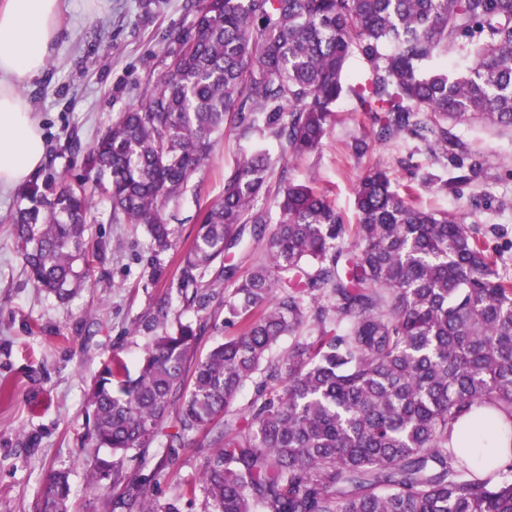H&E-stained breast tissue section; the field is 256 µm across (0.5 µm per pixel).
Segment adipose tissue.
<instances>
[{
    "label": "adipose tissue",
    "instance_id": "adipose-tissue-1",
    "mask_svg": "<svg viewBox=\"0 0 512 512\" xmlns=\"http://www.w3.org/2000/svg\"><path fill=\"white\" fill-rule=\"evenodd\" d=\"M63 12V0H0V193L27 185L44 163L41 125L19 88L54 55Z\"/></svg>",
    "mask_w": 512,
    "mask_h": 512
}]
</instances>
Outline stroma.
Returning a JSON list of instances; mask_svg holds the SVG:
<instances>
[{
	"mask_svg": "<svg viewBox=\"0 0 512 512\" xmlns=\"http://www.w3.org/2000/svg\"><path fill=\"white\" fill-rule=\"evenodd\" d=\"M186 0H66L69 30L45 72L25 84L43 130L47 159L41 175H83L74 143L90 147L120 112L139 106L163 70L168 31L188 28ZM367 116L345 96L329 135L315 154L296 161L299 180L316 179L347 223H354L353 188L370 168L400 186L416 187L418 206L463 217L483 240L500 274L512 278V133L456 126L447 153L429 150L404 133L371 140ZM369 138L357 155L354 143ZM244 146L228 136L191 178L182 196L164 208L174 229L172 247L155 252L140 226L116 224L105 194H97L86 236L102 245L84 288L66 301L28 281L11 225L22 193L0 195V512H40V487L56 469L70 472L73 512H100L103 490L89 464L108 457L94 448L89 392L105 361L119 357L136 372L145 337L136 329L168 299L173 318L195 320L176 286L178 260L192 242L204 208L224 192V176ZM448 188H440V181ZM209 450L198 435L167 468L154 496L164 502L194 481Z\"/></svg>",
	"mask_w": 512,
	"mask_h": 512,
	"instance_id": "1",
	"label": "stroma"
}]
</instances>
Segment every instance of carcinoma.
<instances>
[{"label": "carcinoma", "mask_w": 512, "mask_h": 512, "mask_svg": "<svg viewBox=\"0 0 512 512\" xmlns=\"http://www.w3.org/2000/svg\"><path fill=\"white\" fill-rule=\"evenodd\" d=\"M191 26L156 88L84 153L86 175L24 191L14 237L28 281L68 299L85 282L96 193L112 221L172 246L165 205L226 135L277 145L245 151L179 261L198 314L169 324L157 303L137 375L118 359L90 392L105 512H512V462L478 459L464 416L512 453V279L454 214L423 211L415 189L369 170L347 224L316 180L283 160L316 152L352 93L380 142L410 133L448 151L474 121L512 133V0H191ZM369 63L355 82V54ZM276 179V212L254 208ZM264 258L238 274L245 241ZM237 332L197 345L219 309ZM284 338L288 348L276 352ZM252 394L237 406L246 389ZM204 433L198 478L160 504L151 481ZM158 466L132 482L129 458ZM69 472L40 491L41 512H70Z\"/></svg>", "instance_id": "cac0c4a2"}]
</instances>
